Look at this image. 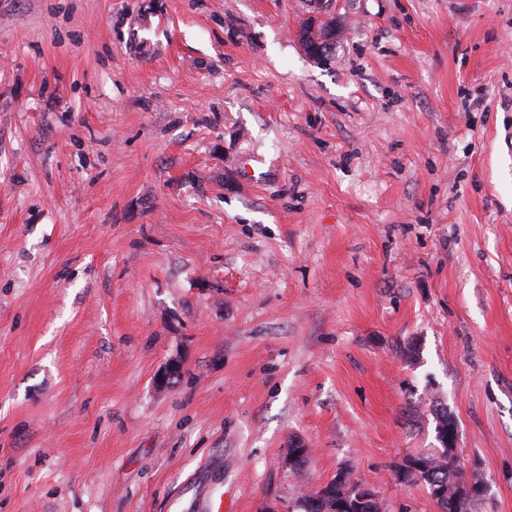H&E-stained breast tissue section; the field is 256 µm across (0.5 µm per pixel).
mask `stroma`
Segmentation results:
<instances>
[{
  "label": "stroma",
  "instance_id": "1",
  "mask_svg": "<svg viewBox=\"0 0 512 512\" xmlns=\"http://www.w3.org/2000/svg\"><path fill=\"white\" fill-rule=\"evenodd\" d=\"M317 8L0 0V512H512V0ZM458 439V432L454 431L448 438L445 446H448L449 455L453 458L456 468L461 470L449 469L448 456H446L445 450L443 448H438L434 453L421 456L426 462V471L411 472L416 469H422L423 465L415 464L413 459H408L397 474L399 479H403L405 477V481L424 484L428 488L430 496L434 499L435 503L439 507V511L441 512L474 511L473 506L480 502L479 499L484 496H458L459 488L465 484H467V488L469 490L475 488L483 495H486L488 492V485L484 481L479 479L476 482L471 479L468 482V477L464 472L466 471L465 464L461 463L457 455ZM406 473L408 474L406 475ZM433 486L446 490L448 493L444 496H438L433 492Z\"/></svg>",
  "mask_w": 512,
  "mask_h": 512
}]
</instances>
